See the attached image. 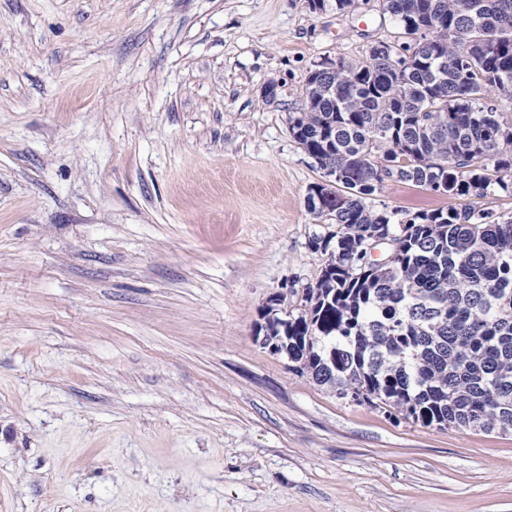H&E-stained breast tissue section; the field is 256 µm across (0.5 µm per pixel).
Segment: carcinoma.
I'll return each mask as SVG.
<instances>
[{"label": "carcinoma", "instance_id": "cac0c4a2", "mask_svg": "<svg viewBox=\"0 0 512 512\" xmlns=\"http://www.w3.org/2000/svg\"><path fill=\"white\" fill-rule=\"evenodd\" d=\"M404 41L306 77L288 130L336 186L307 208L337 230L303 311L264 336L340 398L426 427L512 430V213L475 205L512 189V0H382ZM387 181L452 200L401 220L367 196ZM393 234L390 265L367 241Z\"/></svg>", "mask_w": 512, "mask_h": 512}]
</instances>
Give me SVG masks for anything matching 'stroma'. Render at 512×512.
Instances as JSON below:
<instances>
[{"instance_id": "obj_1", "label": "stroma", "mask_w": 512, "mask_h": 512, "mask_svg": "<svg viewBox=\"0 0 512 512\" xmlns=\"http://www.w3.org/2000/svg\"><path fill=\"white\" fill-rule=\"evenodd\" d=\"M400 33L381 0H0V512H512V430L395 420L262 343L333 229L286 118Z\"/></svg>"}]
</instances>
